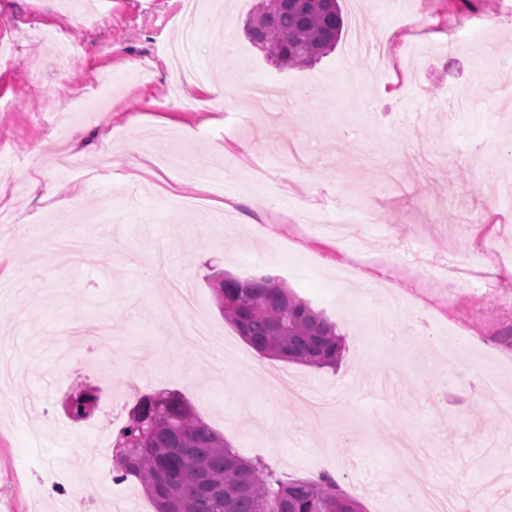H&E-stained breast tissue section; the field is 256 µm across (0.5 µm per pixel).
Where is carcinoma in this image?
Listing matches in <instances>:
<instances>
[{"instance_id": "obj_1", "label": "carcinoma", "mask_w": 512, "mask_h": 512, "mask_svg": "<svg viewBox=\"0 0 512 512\" xmlns=\"http://www.w3.org/2000/svg\"><path fill=\"white\" fill-rule=\"evenodd\" d=\"M342 28L337 0H263L248 35L288 68L326 55ZM212 288L224 320L257 352L336 368L343 350L336 324L279 276L226 273ZM115 472L138 479L155 512H361L334 477L287 480L262 459L240 456L171 392L138 398L116 439Z\"/></svg>"}]
</instances>
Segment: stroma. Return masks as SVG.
<instances>
[{
    "instance_id": "1",
    "label": "stroma",
    "mask_w": 512,
    "mask_h": 512,
    "mask_svg": "<svg viewBox=\"0 0 512 512\" xmlns=\"http://www.w3.org/2000/svg\"><path fill=\"white\" fill-rule=\"evenodd\" d=\"M179 0H102L96 20L75 0H0V358L17 371L0 401V512H29L28 488L47 473L80 470L99 496L87 512H153L136 479L113 496L112 444L140 395L176 391L240 454L288 478L319 470L363 512H425L406 499L394 447L401 433L424 442L436 465L427 481L481 512H512V480L484 500L479 477L488 448L512 459V302L450 290L433 272L455 259L483 264L512 290V205L490 189L512 174V0H339L344 29L315 64L282 68L253 44L246 25L260 0H199L197 64L207 80L175 76L165 49L179 31ZM85 45L60 60L43 28ZM392 35L391 63L354 50V31ZM233 55L236 71L224 69ZM107 75L112 93L88 115L78 139L43 122L52 106L93 95ZM279 85L274 121L252 111L250 92ZM265 159L254 181L245 155ZM76 161L81 181L59 166ZM189 161L223 178L225 209L176 167ZM55 194L45 197V184ZM378 206L377 224H351L345 243L306 233L285 243V215L312 208ZM110 208L112 221L85 234L81 263L52 252L38 219ZM355 266L367 282L344 296L336 272ZM40 284L36 309L7 288L15 271ZM267 270L334 321L344 338L336 368L274 361L320 394L308 417L287 391L255 372L253 348L218 308L208 275ZM189 282L198 322L220 344L177 342L190 316L168 296ZM447 313L424 326L421 312ZM458 338L448 357L442 338ZM100 388L85 420L61 407L60 391Z\"/></svg>"
}]
</instances>
